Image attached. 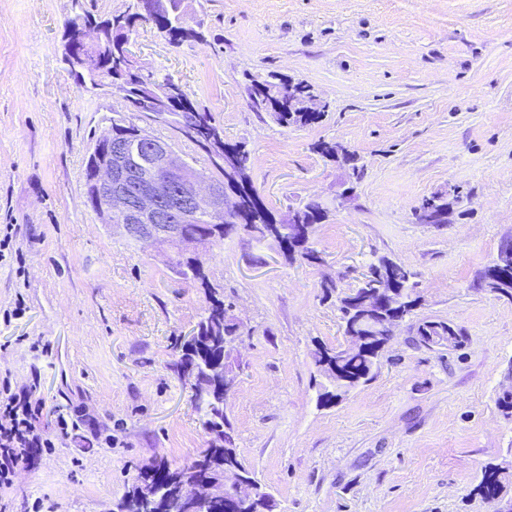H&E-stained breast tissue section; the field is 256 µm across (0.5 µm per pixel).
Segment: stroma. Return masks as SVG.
<instances>
[{
	"mask_svg": "<svg viewBox=\"0 0 512 512\" xmlns=\"http://www.w3.org/2000/svg\"><path fill=\"white\" fill-rule=\"evenodd\" d=\"M72 0H0V379L35 386L54 445L0 488V512H113L146 465L179 467L210 439L174 347L208 305L162 245L100 223L85 203L93 137L124 111L62 62ZM206 40L173 46L149 24L129 49L246 144L253 184L277 218L315 200L329 211L288 264L245 232L200 253L250 336L227 412L236 445L277 512H496L477 486L512 463L497 400L512 364V301L481 283L512 237V0H189ZM311 86L323 122L288 128L254 112L245 76ZM336 141L361 168L314 149ZM441 194L444 225L423 224ZM387 257L415 275L420 302L375 377L337 403L318 346L344 345L324 284L356 288ZM423 320L461 329L459 348L412 339ZM80 424L63 435L58 416Z\"/></svg>",
	"mask_w": 512,
	"mask_h": 512,
	"instance_id": "obj_1",
	"label": "stroma"
}]
</instances>
